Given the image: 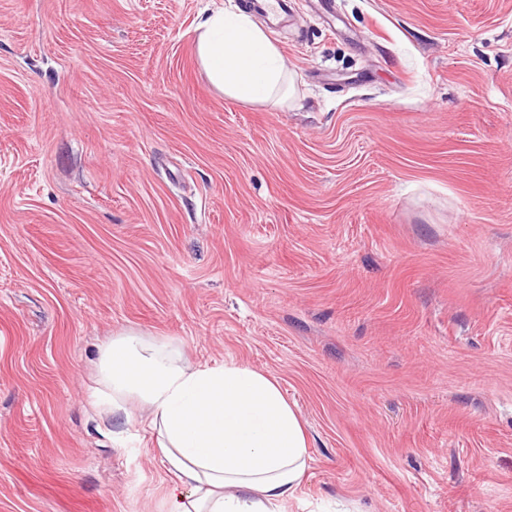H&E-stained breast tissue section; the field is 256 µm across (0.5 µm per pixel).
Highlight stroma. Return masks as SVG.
Instances as JSON below:
<instances>
[{
	"label": "stroma",
	"instance_id": "35a3bbf8",
	"mask_svg": "<svg viewBox=\"0 0 512 512\" xmlns=\"http://www.w3.org/2000/svg\"><path fill=\"white\" fill-rule=\"evenodd\" d=\"M247 12L288 110L224 96ZM274 377L288 512H512V0H0V512H167L101 345ZM196 31V52L210 81L224 96L243 102L288 108L295 82L265 31L243 12L204 15Z\"/></svg>",
	"mask_w": 512,
	"mask_h": 512
}]
</instances>
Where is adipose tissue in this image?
I'll list each match as a JSON object with an SVG mask.
<instances>
[{
  "instance_id": "ef3b65f1",
  "label": "adipose tissue",
  "mask_w": 512,
  "mask_h": 512,
  "mask_svg": "<svg viewBox=\"0 0 512 512\" xmlns=\"http://www.w3.org/2000/svg\"><path fill=\"white\" fill-rule=\"evenodd\" d=\"M196 52L210 81L243 102L289 107L295 82L265 31L242 12L204 15ZM102 415L145 408L174 478L168 512H283L308 469L299 414L251 366L191 367L169 347L116 336L99 350Z\"/></svg>"
}]
</instances>
